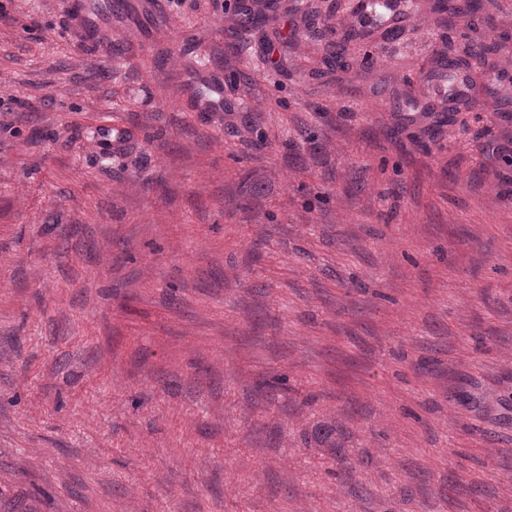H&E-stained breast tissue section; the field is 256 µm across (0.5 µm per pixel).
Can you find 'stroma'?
<instances>
[{"mask_svg": "<svg viewBox=\"0 0 512 512\" xmlns=\"http://www.w3.org/2000/svg\"><path fill=\"white\" fill-rule=\"evenodd\" d=\"M116 2L0 0V512H512V0Z\"/></svg>", "mask_w": 512, "mask_h": 512, "instance_id": "obj_1", "label": "stroma"}]
</instances>
